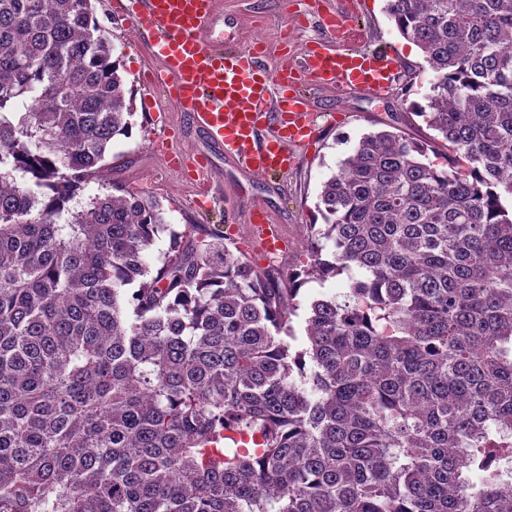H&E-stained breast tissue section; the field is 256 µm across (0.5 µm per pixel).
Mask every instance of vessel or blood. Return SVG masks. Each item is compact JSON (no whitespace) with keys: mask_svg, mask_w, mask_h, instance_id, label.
Returning <instances> with one entry per match:
<instances>
[{"mask_svg":"<svg viewBox=\"0 0 512 512\" xmlns=\"http://www.w3.org/2000/svg\"><path fill=\"white\" fill-rule=\"evenodd\" d=\"M213 6L214 0H119L121 15L157 34L154 46L162 67L152 74V82L165 86L196 127L253 173L287 169L292 145L314 132L311 106L300 91L305 78L332 89L377 95L398 74L391 53L320 42L309 48L302 66L285 64L268 76L262 44L223 48L205 40ZM248 223L263 252L287 250V238L263 208H254Z\"/></svg>","mask_w":512,"mask_h":512,"instance_id":"b4317fda","label":"vessel or blood"}]
</instances>
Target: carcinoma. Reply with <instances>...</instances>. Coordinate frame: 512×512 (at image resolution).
<instances>
[{"label":"carcinoma","mask_w":512,"mask_h":512,"mask_svg":"<svg viewBox=\"0 0 512 512\" xmlns=\"http://www.w3.org/2000/svg\"><path fill=\"white\" fill-rule=\"evenodd\" d=\"M386 10L444 163L363 135L310 267L260 272L154 196L74 205L132 135L121 60L92 0H0V512H512V0ZM347 285L348 279L345 274L329 279L323 285H320L318 282H310L303 287L304 289H302L299 299L303 302L310 295L322 293L336 294L338 300H343L345 292L348 291Z\"/></svg>","instance_id":"obj_1"}]
</instances>
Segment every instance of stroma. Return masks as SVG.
<instances>
[{
    "label": "stroma",
    "mask_w": 512,
    "mask_h": 512,
    "mask_svg": "<svg viewBox=\"0 0 512 512\" xmlns=\"http://www.w3.org/2000/svg\"><path fill=\"white\" fill-rule=\"evenodd\" d=\"M113 0H94L99 22L106 28L113 52L121 60L126 103L133 113V134L114 142L110 169L85 185L84 195L108 193L111 182H122L135 193L156 196L172 228L185 232L202 224L224 233L257 268L299 269L309 265L307 227L316 213L322 183L337 172L363 134L398 128L424 139L432 131L422 118L410 114L407 104L429 94L435 73L421 50L405 40L386 12L387 0H363L358 20L362 46L390 48L400 63L396 84L379 95L357 90H333L305 80L302 93L315 113L318 135L314 141L294 146L288 171L271 176L248 172L214 145L190 122L169 97L165 87L146 84V74L157 66L152 41L136 22L115 18ZM344 0H217L206 28L216 45L248 46L264 42L270 53L264 65L276 72L281 59L301 65L313 43L335 46L339 36L328 28ZM182 153L208 163L209 194L205 202L185 176L167 160ZM261 206L272 215L287 239L288 249L262 254L253 246L248 217Z\"/></svg>",
    "instance_id": "35a3bbf8"
}]
</instances>
